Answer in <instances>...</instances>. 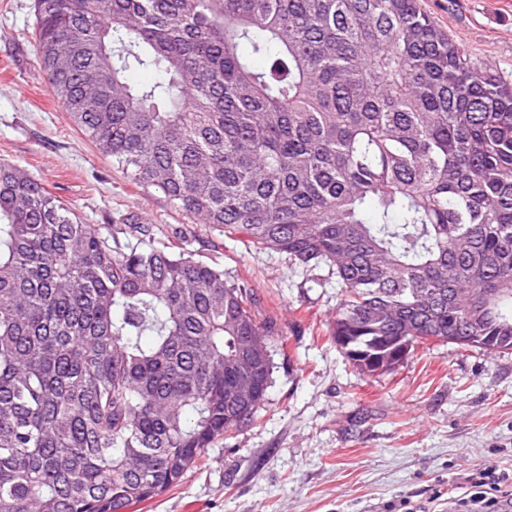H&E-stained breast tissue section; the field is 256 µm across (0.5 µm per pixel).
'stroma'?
Segmentation results:
<instances>
[{
    "label": "stroma",
    "instance_id": "1",
    "mask_svg": "<svg viewBox=\"0 0 512 512\" xmlns=\"http://www.w3.org/2000/svg\"><path fill=\"white\" fill-rule=\"evenodd\" d=\"M474 62L512 81V0H419ZM33 0H0V161L23 167L86 224L130 218L252 289L273 327L272 385L249 427L137 512H448V488L473 469L512 474V352L419 345L367 376L330 336L342 292L285 255L193 223L100 154L54 97L33 47Z\"/></svg>",
    "mask_w": 512,
    "mask_h": 512
}]
</instances>
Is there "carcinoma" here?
Masks as SVG:
<instances>
[{"label":"carcinoma","mask_w":512,"mask_h":512,"mask_svg":"<svg viewBox=\"0 0 512 512\" xmlns=\"http://www.w3.org/2000/svg\"><path fill=\"white\" fill-rule=\"evenodd\" d=\"M33 9L82 135L199 223L326 272L359 371L429 341L512 351V84L418 0ZM128 228L134 244L0 162V512H126L266 400L251 289Z\"/></svg>","instance_id":"obj_1"}]
</instances>
